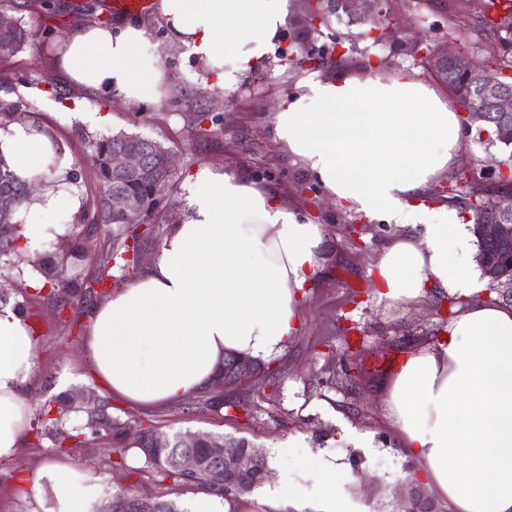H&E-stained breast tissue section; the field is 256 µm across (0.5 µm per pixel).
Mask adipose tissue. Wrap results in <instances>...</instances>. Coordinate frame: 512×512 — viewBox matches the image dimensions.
I'll use <instances>...</instances> for the list:
<instances>
[{"label": "adipose tissue", "mask_w": 512, "mask_h": 512, "mask_svg": "<svg viewBox=\"0 0 512 512\" xmlns=\"http://www.w3.org/2000/svg\"><path fill=\"white\" fill-rule=\"evenodd\" d=\"M291 0H157L155 17L214 86L230 91L268 59ZM151 27L124 18L70 29L55 67L74 86L127 104L158 103L169 77ZM273 137L345 209L401 227L377 261V294L394 302L453 295L463 307L434 340L407 348L386 383L385 409L402 453L453 512H512V305L486 299L475 274L473 224L422 198L465 148L459 113L402 74L319 76L281 100ZM56 151L21 122L0 129V155L40 181L16 215L30 250L53 235L49 215L77 211L63 177L47 178ZM325 225L303 220L278 196L223 168L190 176L183 215L154 261L91 315L85 354L105 391L152 405L192 395L219 375L225 354L279 358L302 322L306 290L321 270ZM36 340L12 305H0V457L29 429L20 393ZM314 494L280 481L266 512H362L342 493L339 457H311Z\"/></svg>", "instance_id": "1"}]
</instances>
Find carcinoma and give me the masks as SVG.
<instances>
[{
  "label": "carcinoma",
  "mask_w": 512,
  "mask_h": 512,
  "mask_svg": "<svg viewBox=\"0 0 512 512\" xmlns=\"http://www.w3.org/2000/svg\"><path fill=\"white\" fill-rule=\"evenodd\" d=\"M23 28L15 26L0 31V55L12 54L25 40ZM455 93L466 101L465 109L474 107L488 108V105L478 97L473 86L469 83L457 82ZM148 147L156 154H161L165 148L157 141L137 133L118 132L103 136L92 143L93 158L100 183V194L92 214H84L83 219L73 225L71 230L72 246L67 251L56 252L39 259L33 264L34 272L40 277L43 287L49 288L44 299L55 309L63 312L68 309V298L81 303L83 311L95 306L108 292L103 283L114 276V271H124L137 265L140 260L139 246L144 233L129 227L124 220L112 215L108 206V198L112 193V178L106 171V159L116 147L122 145ZM27 181L19 178L6 159L0 155V188L5 187L14 192L16 206L20 207L30 201L26 193ZM121 189L136 196L143 207L145 222L158 211L160 193L172 189L171 177H166L163 183L155 187L150 183L130 181L121 184ZM512 213V202L481 203L476 207V218L487 214ZM94 231L104 229L107 238L106 248L92 259L85 267L78 269L73 275L65 273L73 260L79 259L77 240L86 227ZM21 235L17 234L16 222L0 224V255L13 256L19 253L16 246ZM203 407L209 410L240 409L248 412L247 404L230 396L215 394L208 397ZM110 404L103 397L99 403L84 410L86 427L79 430L67 428L70 415L79 411L69 395L56 396L45 406L41 423L33 428L34 440L41 444L47 439L51 442L52 450L61 451L63 448H75L96 443L107 448V456L118 454L115 465H125L126 454L136 449L143 459V466L138 468L142 475H147L152 489L146 493L117 492L107 499L97 512H183L175 500L169 498L168 490L180 486H197L208 493L226 500L236 499L250 494L259 488L270 476L266 460L258 464V475L240 490L224 489V467L215 465L207 450V444L202 437L203 432L190 429L173 433L170 444L165 448L153 446V430L145 429L134 441H129L130 432L127 424L112 418L109 412ZM184 452L193 453L200 458L201 465L193 474L183 472L178 463Z\"/></svg>",
  "instance_id": "carcinoma-1"
}]
</instances>
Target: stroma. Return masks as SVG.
Segmentation results:
<instances>
[{
  "label": "stroma",
  "instance_id": "obj_1",
  "mask_svg": "<svg viewBox=\"0 0 512 512\" xmlns=\"http://www.w3.org/2000/svg\"><path fill=\"white\" fill-rule=\"evenodd\" d=\"M108 0H0L6 14L28 32L26 41L11 55L0 57V110L20 115L54 140L65 166L79 178L70 186L79 195V212L64 218V225L78 223L92 211L99 183L92 158L96 138L119 131L138 133L161 143L177 159L172 173V206L151 220L154 231L142 243L141 262L156 257L170 224L181 215V198L188 177L203 163L223 167L256 182L282 198L312 222L327 227L322 270L304 303L299 334L274 366L279 375L274 386L251 382L236 395L250 406L249 413L204 409L203 393L183 400L145 407L111 398V413L139 425L148 422L173 433L186 428L245 437L265 456L270 483L288 479L312 487L305 475L306 448L286 442L303 436L307 446L344 456L352 479L344 489L359 499L367 512H398L399 488L408 476L410 459L396 450L397 431L387 416L381 386L393 372L404 349L436 337L443 327L433 298L394 303L378 298L368 276L370 265L398 233L395 225L369 220L342 209L325 197L313 176L271 135L273 104L290 96L308 68L293 65L296 47L304 43L326 49L318 75L361 73L367 59L384 58L375 75L388 79L400 73L413 75L443 98L450 89L439 84L421 55H409L395 45H376L361 37L360 27L331 22L314 29L300 22L302 4L294 0L288 22L269 59L257 64L238 87L224 91L192 81L198 66L172 43L164 28H156L161 62L175 81L155 106L128 105L103 95H90L67 83L57 73L53 56L69 26L78 20L110 24ZM391 10L400 41L415 39L426 31L428 45L448 42L490 69L502 67V53L484 22L479 0H393ZM50 98L54 108L42 100ZM93 112L97 122H81L75 115ZM512 170V154L488 140L468 134L466 146L450 171L430 187L425 202L435 206L449 197H467L474 185L485 188L482 201L512 198V185H503L499 174ZM362 225L360 237L349 234ZM38 312L33 370L21 385L33 416H40L45 402L58 395L61 378H68V393L100 392L92 375L83 342L66 319L52 306L34 298ZM364 330L363 344L355 356L357 370L352 385L330 384L329 373L341 367L342 334L348 321ZM350 426L370 439L373 450L340 446L337 433ZM106 451L96 445L54 453L48 446L24 442L14 457L0 460V512H42L46 487L33 486L32 475L54 462L65 463L74 477L93 473L99 495L78 500L76 512H95L100 499L134 488L127 470L105 464Z\"/></svg>",
  "mask_w": 512,
  "mask_h": 512
}]
</instances>
